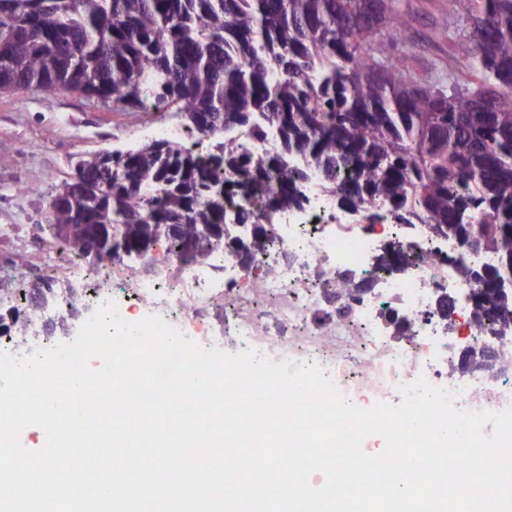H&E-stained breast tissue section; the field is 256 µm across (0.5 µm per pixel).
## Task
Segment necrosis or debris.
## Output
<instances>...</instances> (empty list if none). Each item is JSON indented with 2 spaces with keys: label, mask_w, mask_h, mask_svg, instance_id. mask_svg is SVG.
Wrapping results in <instances>:
<instances>
[{
  "label": "necrosis or debris",
  "mask_w": 512,
  "mask_h": 512,
  "mask_svg": "<svg viewBox=\"0 0 512 512\" xmlns=\"http://www.w3.org/2000/svg\"><path fill=\"white\" fill-rule=\"evenodd\" d=\"M308 203L273 225L269 243L239 269L228 252L196 264L165 254L162 277L132 285L134 300L115 303L110 274L93 276L87 309L115 303L121 318L163 317L188 339L233 341L274 361L316 362L349 400L378 405L399 385L425 377L452 390L461 410L512 406V385H488L453 371L459 349L493 346L512 357V338L493 324L474 329L466 296L476 289L463 268L495 265L496 254L434 239L428 225L411 231L387 222H345L316 174L300 184ZM228 312L214 324L216 299ZM450 301L441 315V301Z\"/></svg>",
  "instance_id": "1"
}]
</instances>
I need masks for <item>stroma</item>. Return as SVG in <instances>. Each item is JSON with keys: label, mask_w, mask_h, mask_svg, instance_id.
Segmentation results:
<instances>
[{"label": "stroma", "mask_w": 512, "mask_h": 512, "mask_svg": "<svg viewBox=\"0 0 512 512\" xmlns=\"http://www.w3.org/2000/svg\"><path fill=\"white\" fill-rule=\"evenodd\" d=\"M405 5L412 16L408 66L421 75L434 67L447 70L449 56L465 53L469 43L448 44L444 0ZM164 123L179 126L183 119L176 112H116L65 90L0 94V265L24 267L23 285L38 286L36 263L64 258L50 229L49 204L74 180L77 158L153 141Z\"/></svg>", "instance_id": "35a3bbf8"}]
</instances>
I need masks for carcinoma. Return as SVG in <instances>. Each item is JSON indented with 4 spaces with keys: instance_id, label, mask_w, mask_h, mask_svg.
<instances>
[{
    "instance_id": "cac0c4a2",
    "label": "carcinoma",
    "mask_w": 512,
    "mask_h": 512,
    "mask_svg": "<svg viewBox=\"0 0 512 512\" xmlns=\"http://www.w3.org/2000/svg\"><path fill=\"white\" fill-rule=\"evenodd\" d=\"M0 0V92L22 80L45 92L83 91L117 112L174 108L208 140L195 151L162 140L108 163L77 167L90 193L78 210L51 209V223L75 224L60 248L85 260L80 224H110L132 245L156 248L151 224H180L162 238L194 260L225 248L229 193L214 187L233 171L268 240L272 207L303 204L298 181L319 173L322 188L375 223L428 224L438 238L459 235L471 251L497 255L489 282L512 277V0H448V17L473 25L465 55L448 75H416L404 60L412 26L400 0ZM493 93L480 106L459 75ZM275 133L299 158L291 175L273 174L282 152L250 141ZM204 224L220 238H198ZM11 325L26 336L30 311L54 305L52 282L11 289ZM500 330L512 336V290L492 297Z\"/></svg>"
}]
</instances>
